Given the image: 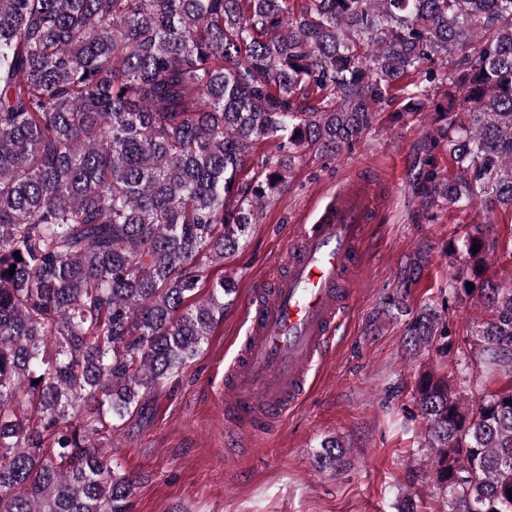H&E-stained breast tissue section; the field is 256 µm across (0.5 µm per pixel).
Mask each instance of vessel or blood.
Listing matches in <instances>:
<instances>
[{
  "label": "vessel or blood",
  "instance_id": "1",
  "mask_svg": "<svg viewBox=\"0 0 512 512\" xmlns=\"http://www.w3.org/2000/svg\"><path fill=\"white\" fill-rule=\"evenodd\" d=\"M389 199L367 171L337 184L298 225L286 269L248 299L247 331L224 372V421L250 433L278 429L311 386L353 306L373 224Z\"/></svg>",
  "mask_w": 512,
  "mask_h": 512
}]
</instances>
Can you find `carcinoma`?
<instances>
[{"label":"carcinoma","instance_id":"1","mask_svg":"<svg viewBox=\"0 0 512 512\" xmlns=\"http://www.w3.org/2000/svg\"><path fill=\"white\" fill-rule=\"evenodd\" d=\"M398 95L456 164L421 198L512 206V0H0V512H127L107 444L233 293L194 299L200 267ZM487 237L448 246L451 292L490 309L476 346L512 378ZM446 338L432 307L406 326ZM415 398L448 512H512V384L467 403L428 373Z\"/></svg>","mask_w":512,"mask_h":512}]
</instances>
